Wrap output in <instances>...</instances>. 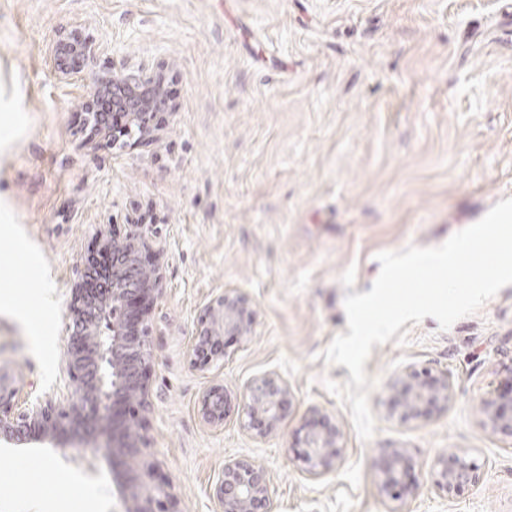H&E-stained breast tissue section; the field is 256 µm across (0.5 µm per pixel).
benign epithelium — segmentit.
Here are the masks:
<instances>
[{
	"mask_svg": "<svg viewBox=\"0 0 512 512\" xmlns=\"http://www.w3.org/2000/svg\"><path fill=\"white\" fill-rule=\"evenodd\" d=\"M101 43L78 28L61 31L54 46L57 69L66 77H78L96 62ZM163 74L142 65H125L111 78L112 106L129 113L137 128L124 130L127 139L112 136V146H123L137 137L147 140L154 131L145 114L159 104ZM119 258L113 270L112 292L94 301L72 287L65 316L67 343L56 390L30 398L23 395L20 380L0 368V434L23 445L31 440L58 444L79 427L112 429V443L103 447L86 441L78 449L83 460L99 454L121 462L118 490L126 512H177L168 483L157 478L159 466L146 453L150 406V377L154 367L151 315L162 298L161 249L156 235L144 224H132L123 237L105 235ZM254 320L249 296L228 289L213 298L198 317L190 348V361L201 368L224 362V335L247 336ZM388 412L403 422H420L447 409L454 399L453 383L446 372L408 365L388 383ZM247 427L259 437L275 433L291 406L288 383L277 374H265L249 382L242 394ZM207 424L224 425L230 399L224 385L213 383L200 398ZM485 426L512 438V390L498 391L479 402ZM300 459L306 475L321 478L337 466L344 431L330 414L317 407L309 410L299 427ZM381 473L378 493L403 502L418 485L408 480L410 457L402 448H383L377 458ZM480 480L478 464L450 451L438 457L432 487L453 497ZM224 512H269L270 485L264 468L237 460L224 466L215 487Z\"/></svg>",
	"mask_w": 512,
	"mask_h": 512,
	"instance_id": "benign-epithelium-1",
	"label": "benign epithelium"
}]
</instances>
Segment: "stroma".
<instances>
[{"mask_svg":"<svg viewBox=\"0 0 512 512\" xmlns=\"http://www.w3.org/2000/svg\"><path fill=\"white\" fill-rule=\"evenodd\" d=\"M76 25L104 49L69 80L53 45ZM129 63L163 68L172 110L152 139L115 148L89 137L82 103L96 75ZM510 197L512 0H0V366L25 392H52L82 259L101 233L156 228L148 442L179 512H221L215 485L239 459L267 471L271 512H512V439L477 410L512 365V285L448 330L427 317L373 346L370 440L324 387L349 369L320 357L348 331L345 296L371 290L378 253L441 245ZM230 288L253 302L252 333L225 336L223 365L196 367V320ZM410 364L454 385L448 410L417 424L386 407ZM266 373L294 400L259 438L240 395ZM213 383L232 396L218 428L200 404ZM313 407L345 432L318 480L297 458ZM384 448L408 451L421 486L400 504L377 491ZM448 450L483 473L450 500L430 489ZM54 504L124 512L111 458L87 469L51 444L0 439V512Z\"/></svg>","mask_w":512,"mask_h":512,"instance_id":"35a3bbf8","label":"stroma"}]
</instances>
